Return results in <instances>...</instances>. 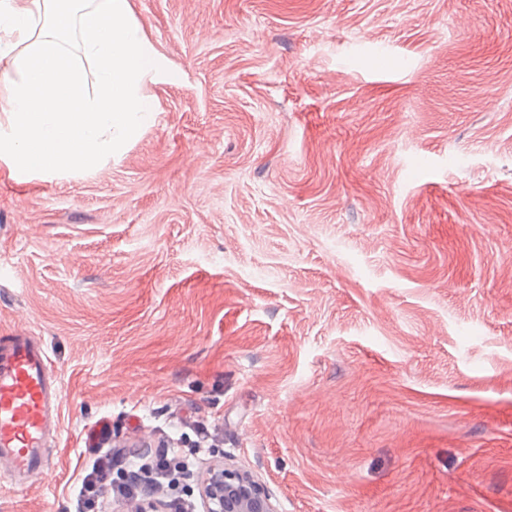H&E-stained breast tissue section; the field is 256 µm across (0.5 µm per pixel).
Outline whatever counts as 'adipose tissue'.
Masks as SVG:
<instances>
[{
    "instance_id": "obj_1",
    "label": "adipose tissue",
    "mask_w": 512,
    "mask_h": 512,
    "mask_svg": "<svg viewBox=\"0 0 512 512\" xmlns=\"http://www.w3.org/2000/svg\"><path fill=\"white\" fill-rule=\"evenodd\" d=\"M167 69L130 0H0V164L94 169L151 126Z\"/></svg>"
}]
</instances>
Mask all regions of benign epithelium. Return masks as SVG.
Here are the masks:
<instances>
[{"label": "benign epithelium", "mask_w": 512, "mask_h": 512, "mask_svg": "<svg viewBox=\"0 0 512 512\" xmlns=\"http://www.w3.org/2000/svg\"><path fill=\"white\" fill-rule=\"evenodd\" d=\"M201 494L204 512H277L261 482L229 466L212 471Z\"/></svg>", "instance_id": "7a95c632"}]
</instances>
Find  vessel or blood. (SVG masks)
Masks as SVG:
<instances>
[{
	"label": "vessel or blood",
	"instance_id": "vessel-or-blood-1",
	"mask_svg": "<svg viewBox=\"0 0 512 512\" xmlns=\"http://www.w3.org/2000/svg\"><path fill=\"white\" fill-rule=\"evenodd\" d=\"M63 393L64 381L40 339L26 332L0 334V485L50 480Z\"/></svg>",
	"mask_w": 512,
	"mask_h": 512
}]
</instances>
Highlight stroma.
Listing matches in <instances>:
<instances>
[{
	"label": "stroma",
	"mask_w": 512,
	"mask_h": 512,
	"mask_svg": "<svg viewBox=\"0 0 512 512\" xmlns=\"http://www.w3.org/2000/svg\"><path fill=\"white\" fill-rule=\"evenodd\" d=\"M170 68L91 173L0 168V331L87 426L199 448L278 512H512V0H131Z\"/></svg>",
	"instance_id": "obj_1"
}]
</instances>
